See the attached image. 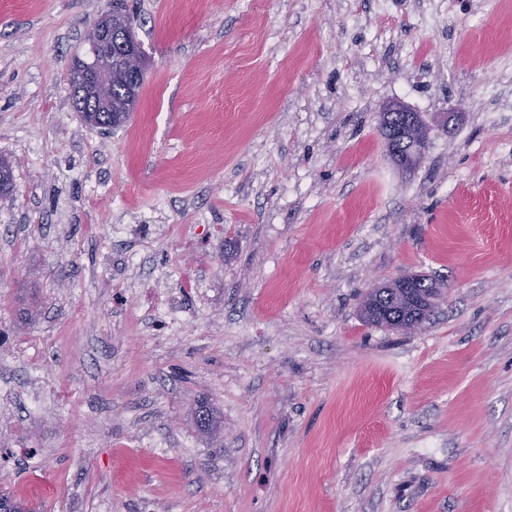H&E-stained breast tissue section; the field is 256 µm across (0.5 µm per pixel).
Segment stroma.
Returning <instances> with one entry per match:
<instances>
[{
  "label": "stroma",
  "mask_w": 512,
  "mask_h": 512,
  "mask_svg": "<svg viewBox=\"0 0 512 512\" xmlns=\"http://www.w3.org/2000/svg\"><path fill=\"white\" fill-rule=\"evenodd\" d=\"M138 5L144 83L104 130L69 70L112 0H0V490L512 512V0ZM393 101L430 129L407 171ZM414 274L444 286L429 323L364 322Z\"/></svg>",
  "instance_id": "1"
}]
</instances>
